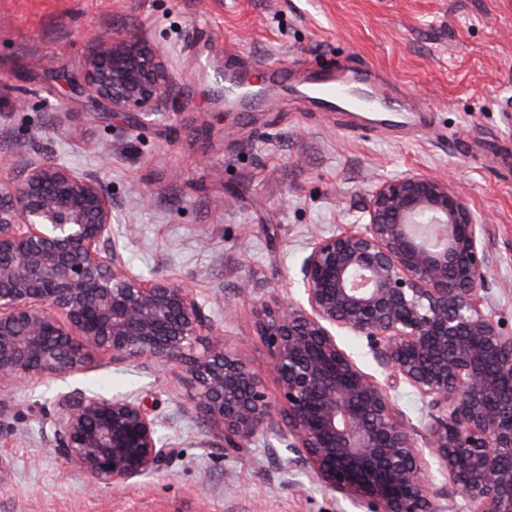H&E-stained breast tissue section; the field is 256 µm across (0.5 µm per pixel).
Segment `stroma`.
Returning <instances> with one entry per match:
<instances>
[{"label": "stroma", "instance_id": "stroma-1", "mask_svg": "<svg viewBox=\"0 0 512 512\" xmlns=\"http://www.w3.org/2000/svg\"><path fill=\"white\" fill-rule=\"evenodd\" d=\"M164 54L166 114L133 128L84 89L97 32ZM368 68L417 103L391 129L350 112L300 111L281 93L225 111L224 69ZM512 0H0V175L48 158L96 176L131 225L135 274L192 288L229 347L277 397L252 302L300 298L313 236L358 222L376 185L449 175L488 225L486 312L512 334ZM183 365L95 356L63 380L21 383L0 412V512H368L313 482L264 440L234 452L185 401ZM144 399L176 450L162 472L110 488L52 453L58 395ZM433 512H472L437 463Z\"/></svg>", "mask_w": 512, "mask_h": 512}]
</instances>
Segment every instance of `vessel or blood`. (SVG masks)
<instances>
[{"instance_id": "b4317fda", "label": "vessel or blood", "mask_w": 512, "mask_h": 512, "mask_svg": "<svg viewBox=\"0 0 512 512\" xmlns=\"http://www.w3.org/2000/svg\"><path fill=\"white\" fill-rule=\"evenodd\" d=\"M281 88L308 109L324 112H371L394 125H404L414 119L415 110L405 94L394 91L386 81L372 71L355 70L343 74L327 70L312 71L302 85L293 84L286 70L267 69L262 88ZM259 89L253 88L248 72L224 79V97L240 107L261 105Z\"/></svg>"}]
</instances>
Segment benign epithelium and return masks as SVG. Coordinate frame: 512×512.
<instances>
[{"mask_svg": "<svg viewBox=\"0 0 512 512\" xmlns=\"http://www.w3.org/2000/svg\"><path fill=\"white\" fill-rule=\"evenodd\" d=\"M84 82L93 103L145 125L166 110L163 53L139 36L95 37ZM481 223L451 179L381 181L364 221L316 236L300 268L302 300H258L254 335L279 393L230 350L196 294L144 279L125 258L100 181L52 160L0 178V411L19 380L64 379L94 355L187 366V407L241 450L273 437L324 487L375 506L424 512L425 460L393 385L337 342L367 340L394 382L427 402L431 454L475 512H512V336L485 313L489 267ZM198 356L191 354L198 343ZM52 452L92 487L167 467L172 449L144 401L75 391L57 397Z\"/></svg>", "mask_w": 512, "mask_h": 512, "instance_id": "1", "label": "benign epithelium"}]
</instances>
